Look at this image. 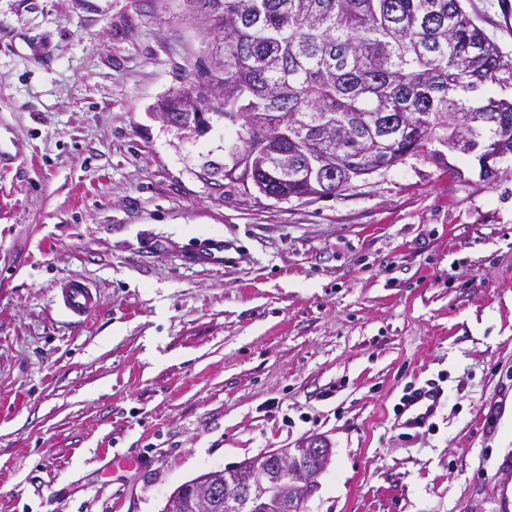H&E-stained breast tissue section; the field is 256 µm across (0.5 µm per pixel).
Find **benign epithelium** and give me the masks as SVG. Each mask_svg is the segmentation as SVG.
Segmentation results:
<instances>
[{
	"instance_id": "1",
	"label": "benign epithelium",
	"mask_w": 512,
	"mask_h": 512,
	"mask_svg": "<svg viewBox=\"0 0 512 512\" xmlns=\"http://www.w3.org/2000/svg\"><path fill=\"white\" fill-rule=\"evenodd\" d=\"M202 111L199 101L182 90L169 96L160 106V115L171 127L193 130L194 113ZM333 450L321 439L299 448H277L259 457L224 469V483L200 480L194 512H212L214 500L224 497L233 512H283V488L295 486L309 497L319 490L317 481L331 463Z\"/></svg>"
}]
</instances>
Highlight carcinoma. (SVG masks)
<instances>
[{
	"label": "carcinoma",
	"mask_w": 512,
	"mask_h": 512,
	"mask_svg": "<svg viewBox=\"0 0 512 512\" xmlns=\"http://www.w3.org/2000/svg\"><path fill=\"white\" fill-rule=\"evenodd\" d=\"M212 35L211 58H232L228 80L211 66L193 90L226 112L288 117V168L307 173L317 150L340 176H365L408 156L439 158L440 145L475 158L492 182L512 160V58L461 0H183ZM282 198L330 196L314 176L285 175L274 158L251 171Z\"/></svg>",
	"instance_id": "carcinoma-1"
}]
</instances>
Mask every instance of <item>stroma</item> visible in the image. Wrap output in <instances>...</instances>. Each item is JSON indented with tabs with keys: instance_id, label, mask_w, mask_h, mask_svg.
<instances>
[{
	"instance_id": "stroma-1",
	"label": "stroma",
	"mask_w": 512,
	"mask_h": 512,
	"mask_svg": "<svg viewBox=\"0 0 512 512\" xmlns=\"http://www.w3.org/2000/svg\"><path fill=\"white\" fill-rule=\"evenodd\" d=\"M463 7L512 57V0ZM206 42L182 0H0V512H163L310 437L333 458L303 512H512V162L266 196L236 126L159 115ZM71 278L100 293L81 322ZM56 299L61 308L73 317L85 318L95 311L100 304L97 290L79 279L63 283L57 290ZM442 393L439 388L426 384L409 393L401 406L403 424L409 428H422L435 415Z\"/></svg>"
}]
</instances>
